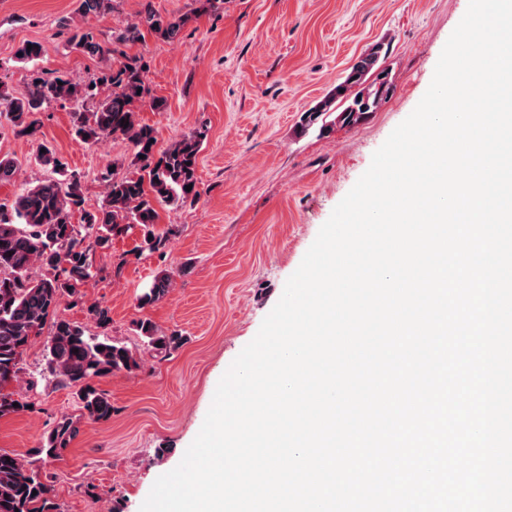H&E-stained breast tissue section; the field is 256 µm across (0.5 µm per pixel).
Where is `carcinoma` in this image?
<instances>
[{
    "label": "carcinoma",
    "instance_id": "carcinoma-1",
    "mask_svg": "<svg viewBox=\"0 0 512 512\" xmlns=\"http://www.w3.org/2000/svg\"><path fill=\"white\" fill-rule=\"evenodd\" d=\"M84 14H103L112 10V0H81ZM189 16L164 17L147 3L138 18L117 38L120 43L137 42L151 34L163 41H175ZM67 43L73 50L88 54L103 52L94 32L67 26ZM24 63L37 60L42 53L38 43H22L16 50ZM386 55L384 45L376 44L352 66L336 84L331 98L300 115V128L318 124L321 131L331 126L323 116L338 103L334 122L355 126L375 111L391 90L387 73L380 68ZM101 85L111 93L99 100L91 112L75 113V133L84 141L101 137L122 138L134 150L137 172L118 177L111 168L100 174L106 193L101 206L84 208L82 175L68 168L55 152L38 153L37 163L50 168L52 177L20 190L10 208L0 205V382L15 379L20 359L27 347L51 324L52 337L46 346L47 370L56 382L74 391L84 416L95 422L112 417V401L95 385V380L117 371H130L136 359L124 345L109 338L94 339L79 324L59 314L67 298L78 300L82 288L96 276V254L110 246L112 237L131 225L140 227L150 252H164L170 231H160L158 208L179 207L196 202L200 196L198 158L207 129L202 127L167 148L155 143V129L137 119L134 104L151 98L159 109L163 101L151 96L148 70L140 56L123 55L116 66L108 68L88 83L77 84L60 76H30L25 90L16 96L0 81V104L12 113L19 135H35L37 115L58 101H86L96 98ZM192 185L191 190L185 186ZM81 213V223L71 217ZM52 271L49 277L34 279V266ZM171 288L166 273L154 278L151 288L140 297V305H150L165 297ZM87 313L98 327L107 328L112 318L109 309L97 303ZM147 349L169 353L180 348L185 338L176 331L160 330L149 320L138 325ZM78 429L69 418L57 422L49 432L36 458L24 459L0 453V512H61L41 463L61 457Z\"/></svg>",
    "mask_w": 512,
    "mask_h": 512
}]
</instances>
